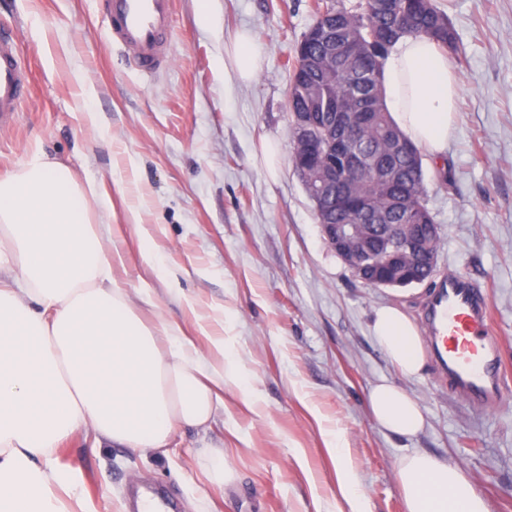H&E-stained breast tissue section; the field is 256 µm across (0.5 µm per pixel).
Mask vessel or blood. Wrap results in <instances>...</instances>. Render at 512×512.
<instances>
[{
    "label": "vessel or blood",
    "mask_w": 512,
    "mask_h": 512,
    "mask_svg": "<svg viewBox=\"0 0 512 512\" xmlns=\"http://www.w3.org/2000/svg\"><path fill=\"white\" fill-rule=\"evenodd\" d=\"M107 35L135 69L152 75L170 67L174 0H96ZM19 44L0 37V125L10 123L29 92ZM425 333L439 381L458 399L485 410L512 401V382L502 373L485 289L468 275L441 277L425 310Z\"/></svg>",
    "instance_id": "vessel-or-blood-1"
}]
</instances>
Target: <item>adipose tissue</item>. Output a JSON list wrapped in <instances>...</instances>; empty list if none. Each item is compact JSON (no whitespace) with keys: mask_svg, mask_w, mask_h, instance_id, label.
Returning a JSON list of instances; mask_svg holds the SVG:
<instances>
[{"mask_svg":"<svg viewBox=\"0 0 512 512\" xmlns=\"http://www.w3.org/2000/svg\"><path fill=\"white\" fill-rule=\"evenodd\" d=\"M382 86L394 124L442 157L459 90L447 53L424 37L399 38ZM94 206L111 212L112 199L42 156L0 177V512H78L79 480L56 464V448L90 427L112 445L166 452L176 430H210L225 388L243 384L223 337L196 320L194 301L183 302L193 332L142 319L155 289H130L116 268L137 262L166 287L180 271L166 264L156 230L133 206L124 219L141 241L137 255L104 249L99 225L89 221ZM372 333L400 371L421 373L422 341L400 308L378 309ZM369 402L390 433L411 436L424 424L418 403L392 385H376ZM325 443L348 512H367L344 437L329 431ZM397 482L406 512H489L459 466L425 452L400 459Z\"/></svg>","mask_w":512,"mask_h":512,"instance_id":"1","label":"adipose tissue"}]
</instances>
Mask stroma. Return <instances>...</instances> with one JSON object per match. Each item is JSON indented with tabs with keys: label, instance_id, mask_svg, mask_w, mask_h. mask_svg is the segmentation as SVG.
Masks as SVG:
<instances>
[{
	"label": "stroma",
	"instance_id": "35a3bbf8",
	"mask_svg": "<svg viewBox=\"0 0 512 512\" xmlns=\"http://www.w3.org/2000/svg\"><path fill=\"white\" fill-rule=\"evenodd\" d=\"M465 51L457 128L442 160L425 156L428 206L441 229L437 269L478 277L512 374V0H438ZM314 0H175L172 65L145 77L110 44L95 0H0V28L21 45L33 89L0 126V175L42 154L112 197L98 214L106 240L136 250L126 205L159 225L180 288L206 317H223L245 384L224 392L230 482H208L197 431L167 454L97 445L78 433L56 451L76 471L88 512H129L133 488L164 487L177 512H338L337 464L324 432L343 434L369 512H405L399 459L414 451L459 466L489 512H512V403L478 410L431 368L408 377L376 342L383 305L423 322L427 287L357 281L323 243L291 162L287 60L313 21ZM40 32H33L32 19ZM248 30L261 71L241 82L224 47ZM97 114L89 124L86 109ZM452 174L440 186L436 165ZM135 165L126 189L116 167ZM388 382L420 404L425 425L401 437L375 419L371 387Z\"/></svg>",
	"mask_w": 512,
	"mask_h": 512
}]
</instances>
